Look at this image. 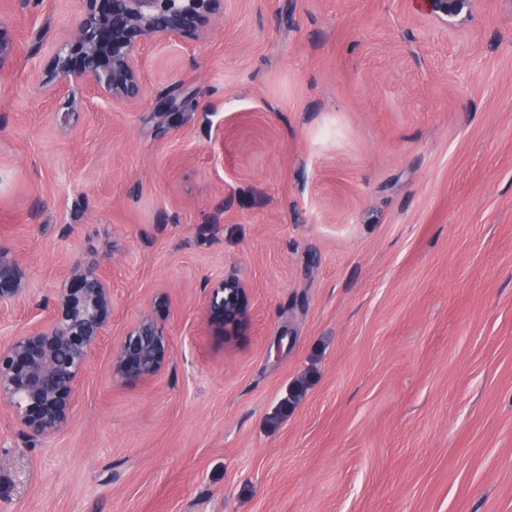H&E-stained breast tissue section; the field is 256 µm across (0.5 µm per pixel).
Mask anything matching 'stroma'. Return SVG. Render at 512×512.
Here are the masks:
<instances>
[{
    "instance_id": "35a3bbf8",
    "label": "stroma",
    "mask_w": 512,
    "mask_h": 512,
    "mask_svg": "<svg viewBox=\"0 0 512 512\" xmlns=\"http://www.w3.org/2000/svg\"><path fill=\"white\" fill-rule=\"evenodd\" d=\"M408 9L226 0L144 47L139 103L71 108L41 79L79 0H0V245L49 296L97 264L116 334L173 302L154 382L112 383L103 341L29 449L0 403V512H512V0ZM230 265L227 344L198 298ZM418 16L444 21L459 19L463 21L471 14L475 0H413ZM201 319L214 334L224 335V342L246 336L250 327L247 285L235 267L224 269V277L203 286Z\"/></svg>"
}]
</instances>
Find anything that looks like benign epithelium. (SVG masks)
<instances>
[{"label": "benign epithelium", "mask_w": 512, "mask_h": 512, "mask_svg": "<svg viewBox=\"0 0 512 512\" xmlns=\"http://www.w3.org/2000/svg\"><path fill=\"white\" fill-rule=\"evenodd\" d=\"M81 11L67 48L53 54L46 82L73 83L116 102L140 98L143 47L181 38L196 39L224 14V0H80ZM417 15L439 21L464 20L475 0H413ZM12 30L0 22V75L15 53ZM53 303L34 299L21 257L0 247V315L21 304L46 309L34 327L0 339V401L11 409L26 447L60 434L73 414L76 386L109 335L115 313L112 288L97 267L68 260L59 272ZM204 327L230 341L250 327L247 285L234 267L204 285ZM170 294L157 288L139 316L112 341L108 376L120 385L151 382L171 362V337L164 322Z\"/></svg>", "instance_id": "7a95c632"}]
</instances>
